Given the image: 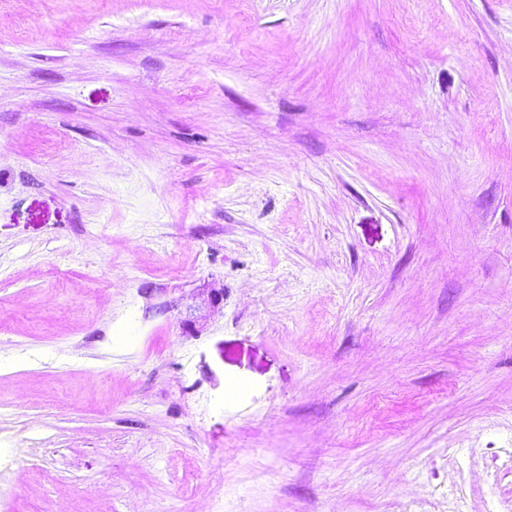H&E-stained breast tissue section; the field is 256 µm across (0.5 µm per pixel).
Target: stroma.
Here are the masks:
<instances>
[{"label":"stroma","mask_w":512,"mask_h":512,"mask_svg":"<svg viewBox=\"0 0 512 512\" xmlns=\"http://www.w3.org/2000/svg\"><path fill=\"white\" fill-rule=\"evenodd\" d=\"M0 487L512 512V0H0Z\"/></svg>","instance_id":"stroma-1"}]
</instances>
